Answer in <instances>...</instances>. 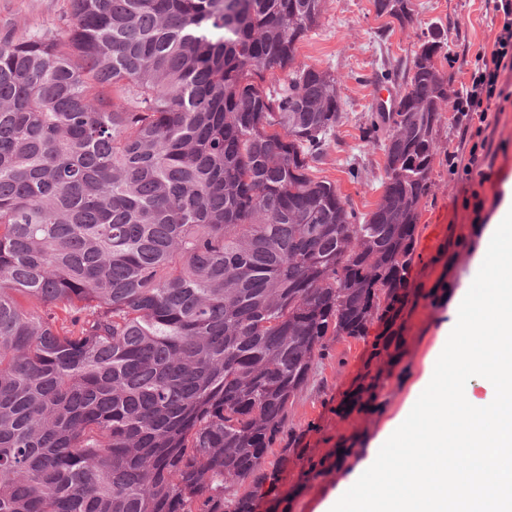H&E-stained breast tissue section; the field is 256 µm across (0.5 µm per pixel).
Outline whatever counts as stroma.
<instances>
[{
	"label": "stroma",
	"mask_w": 512,
	"mask_h": 512,
	"mask_svg": "<svg viewBox=\"0 0 512 512\" xmlns=\"http://www.w3.org/2000/svg\"><path fill=\"white\" fill-rule=\"evenodd\" d=\"M69 11L70 0H0V41L23 30L56 31ZM433 26L448 31V54L438 65L456 87L469 80L479 57L494 50L502 16L487 0H413L412 19L402 27L377 17L373 0H324L319 25L297 45L298 63L335 77L343 113L311 176L334 183L358 216L374 210L385 181L384 151L363 137L381 110L377 93H401L414 68L417 41ZM500 86L503 95L484 120L465 123L455 112L442 114L431 188L419 209L410 287L426 291L444 277L459 288L472 281L479 270L473 230L494 223L499 208L512 198L511 72L502 73ZM453 301L450 294L433 306L419 301L407 319L408 346L399 376L387 386L384 404L372 412L344 420L334 412L337 398L363 369L369 340L330 343L328 356L315 364L308 385L288 407L286 432L301 435L303 446L318 457L333 452L338 435L355 431L361 447H368L415 404L428 363L445 346L441 331ZM358 462L349 457L334 464L326 477L308 483L290 470L285 486L291 512H318L331 492H345L344 481Z\"/></svg>",
	"instance_id": "obj_1"
}]
</instances>
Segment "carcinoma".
<instances>
[{"label":"carcinoma","instance_id":"cac0c4a2","mask_svg":"<svg viewBox=\"0 0 512 512\" xmlns=\"http://www.w3.org/2000/svg\"><path fill=\"white\" fill-rule=\"evenodd\" d=\"M322 2L71 0L0 43V512H279L296 461L325 473L299 435L268 459L288 405L376 322L336 415L380 405L448 79L367 131L386 181L358 218L309 175L342 120L296 62Z\"/></svg>","mask_w":512,"mask_h":512}]
</instances>
